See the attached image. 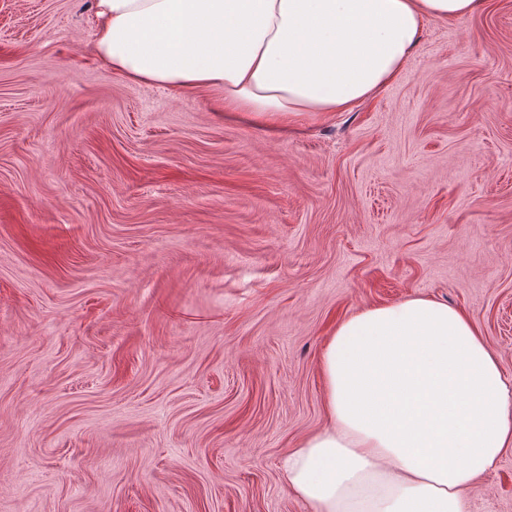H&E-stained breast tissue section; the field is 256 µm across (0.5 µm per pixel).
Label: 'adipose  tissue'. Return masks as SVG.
<instances>
[{"mask_svg":"<svg viewBox=\"0 0 512 512\" xmlns=\"http://www.w3.org/2000/svg\"><path fill=\"white\" fill-rule=\"evenodd\" d=\"M485 0H94V53L133 82L223 92L261 120L344 112L392 82L425 18ZM330 428L282 464L312 512H464L512 447V380L473 320L412 297L337 325L322 355Z\"/></svg>","mask_w":512,"mask_h":512,"instance_id":"adipose-tissue-1","label":"adipose tissue"}]
</instances>
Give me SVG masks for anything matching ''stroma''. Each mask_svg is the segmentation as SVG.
Segmentation results:
<instances>
[{"instance_id":"35a3bbf8","label":"stroma","mask_w":512,"mask_h":512,"mask_svg":"<svg viewBox=\"0 0 512 512\" xmlns=\"http://www.w3.org/2000/svg\"><path fill=\"white\" fill-rule=\"evenodd\" d=\"M93 0H0V512H309L282 458L366 308L467 314L512 377V0L288 124L112 75ZM512 512V449L464 494Z\"/></svg>"}]
</instances>
